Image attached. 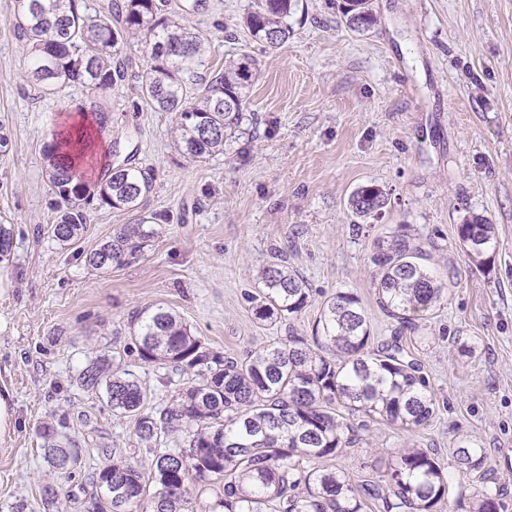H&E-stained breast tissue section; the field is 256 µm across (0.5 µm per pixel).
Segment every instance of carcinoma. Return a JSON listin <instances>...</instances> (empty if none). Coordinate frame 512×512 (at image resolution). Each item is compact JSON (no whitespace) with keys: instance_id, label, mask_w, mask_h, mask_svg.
<instances>
[{"instance_id":"cac0c4a2","label":"carcinoma","mask_w":512,"mask_h":512,"mask_svg":"<svg viewBox=\"0 0 512 512\" xmlns=\"http://www.w3.org/2000/svg\"><path fill=\"white\" fill-rule=\"evenodd\" d=\"M15 30L32 55L27 82L41 92L79 84L108 92L124 81L122 49L136 34L149 37L150 62L141 84L144 99L176 117L179 150L204 159L224 152L227 133L239 127L246 92L259 74V59L244 51L224 62L211 79L206 45L197 33L164 13L163 0H108L90 15L79 0H15ZM294 0H254L244 24L265 49L288 41ZM348 27L365 32L375 24L369 0H345ZM93 132L106 131L109 115L92 102L77 111ZM80 138H55L48 146V179L65 207L50 225L61 244L81 237L86 216L81 203L137 212L153 189V177L127 167L108 170L97 187L85 184L68 162ZM386 193L375 184L357 188L349 207L360 218L384 207ZM147 218L125 224L87 256L107 272L141 252L154 236ZM460 246L479 271H490L496 225L467 216L457 225ZM424 251L398 227L376 242L372 262L377 303L402 324L425 319L448 297L450 280H440L420 263ZM262 287L249 298L256 319L276 323L312 301L308 283L286 261L259 271ZM140 358L196 372L199 381L177 393L167 407L147 411L138 382L102 357L83 373L86 384L105 383L112 409L135 418L143 442L176 438L173 448H149L151 480L118 448L104 453L93 485L103 489L112 512H195L192 490L214 492L204 512H438L448 496V470L424 448H399L385 476L357 488L336 456L357 441L350 418L362 415L411 433L430 424L436 399L420 365L398 343L367 348L371 326L360 299L339 292L321 304L313 342L292 332L243 358L205 346L173 309L157 305L133 324ZM44 458L64 469L78 460L46 427ZM462 472L482 467L485 454L470 440L452 451ZM502 494L484 488L471 512H507Z\"/></svg>"}]
</instances>
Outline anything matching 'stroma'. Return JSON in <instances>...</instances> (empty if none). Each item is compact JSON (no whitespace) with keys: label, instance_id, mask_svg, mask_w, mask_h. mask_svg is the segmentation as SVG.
<instances>
[{"label":"stroma","instance_id":"1","mask_svg":"<svg viewBox=\"0 0 512 512\" xmlns=\"http://www.w3.org/2000/svg\"><path fill=\"white\" fill-rule=\"evenodd\" d=\"M252 2H169L174 20L208 41L204 75L243 51L261 62L223 153L195 161L176 146L173 115L141 95L148 54L140 39L125 48L131 62L112 94L79 85L42 94L25 78L15 2L0 0V217L13 232L0 265V389L11 391L18 419L0 441V512L17 504L90 512L104 448L134 449V465L148 470L133 418L112 410L105 387L80 383L92 362L112 356L146 391L147 407L171 403L187 378L140 359L131 325L144 311L168 306L210 349L242 358L287 332L310 335L322 300L339 292L358 295L376 341L400 340L421 363L437 405L430 425L411 434L355 418L358 439L336 459L353 484L378 479L403 445L447 463L468 438L484 449L485 465L452 474L440 512H469L473 496L494 486L512 507V0H370L376 23L365 32L347 27L344 0H298L288 42L266 51L242 23ZM92 100L110 124L90 182L102 178L100 158L112 143L114 162L154 178L142 207L154 238L106 273L86 255L132 223L131 212L87 205L82 237L65 248L45 231L60 200L44 150L67 113ZM367 184L388 201L360 221L347 202ZM469 215L497 226L487 275L459 245L456 226ZM402 224L425 265L455 282L447 302L411 331L382 311L372 283L375 240ZM274 253L313 296L277 325L255 319L247 300ZM465 344L476 354L463 353ZM46 426L63 447H77L72 467H48ZM49 485L60 492L52 505Z\"/></svg>","mask_w":512,"mask_h":512}]
</instances>
